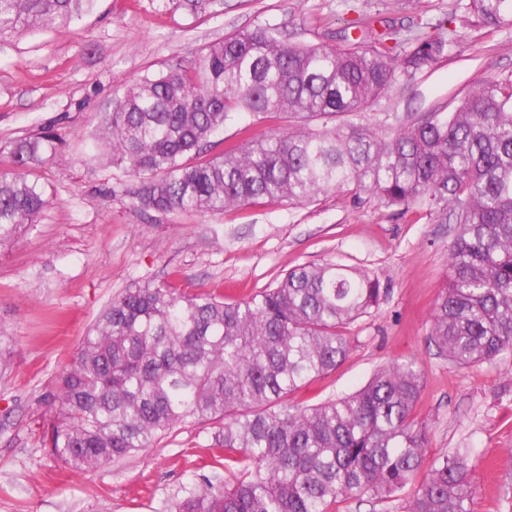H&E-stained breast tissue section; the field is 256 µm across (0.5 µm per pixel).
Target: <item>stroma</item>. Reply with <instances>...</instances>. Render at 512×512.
<instances>
[{
	"instance_id": "35a3bbf8",
	"label": "stroma",
	"mask_w": 512,
	"mask_h": 512,
	"mask_svg": "<svg viewBox=\"0 0 512 512\" xmlns=\"http://www.w3.org/2000/svg\"><path fill=\"white\" fill-rule=\"evenodd\" d=\"M455 8L456 0H212L195 13L175 0H89L68 26L0 38V171L14 140L48 127L62 137L57 156L35 168L48 208L0 246V512H169L184 487L230 480L211 449V422L177 427L150 448L75 473L42 445L53 415L44 397L125 288L151 282L237 300L292 267L329 260L377 276L388 293L348 327L349 357L294 402L344 396L377 369L416 360L426 457L469 449L474 510L496 512L498 483L512 473V357L461 369L429 340L452 225L347 189L215 215L142 211L129 198L134 181L104 159L96 140L99 113L128 86L187 64L226 34L274 25L288 41L317 44L365 13L410 26L438 23ZM458 34L452 56L396 80L359 122L395 130L412 112L449 111L468 89L512 79V28L471 25Z\"/></svg>"
}]
</instances>
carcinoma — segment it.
<instances>
[{"instance_id":"1","label":"carcinoma","mask_w":512,"mask_h":512,"mask_svg":"<svg viewBox=\"0 0 512 512\" xmlns=\"http://www.w3.org/2000/svg\"><path fill=\"white\" fill-rule=\"evenodd\" d=\"M83 2L0 0V38L67 25ZM472 17L511 27L512 0H459L441 36L428 21L391 27L378 13L338 29V46L293 44L272 26L231 33L190 65L128 88L101 121V146L136 181L131 201L144 211L215 214L346 187L440 217L454 239L430 342L460 368L492 363L512 354V83L487 81L453 110L420 112L398 130L349 120L396 75L448 56L453 24ZM241 113L288 125L254 135L246 124L238 141L209 154L211 137ZM59 142L49 127L10 146L0 243L48 206L31 168L56 156ZM387 293L368 272L334 262L296 267L238 302L151 283L126 288L60 372L43 446L86 473L181 424L222 422L214 447L237 466L235 484L189 487L171 512H332L339 499L364 496L397 501L402 512H474L468 449L436 456L418 478L428 437L415 363L385 366L336 400L286 405L346 360L348 326ZM497 512H512V476Z\"/></svg>"}]
</instances>
